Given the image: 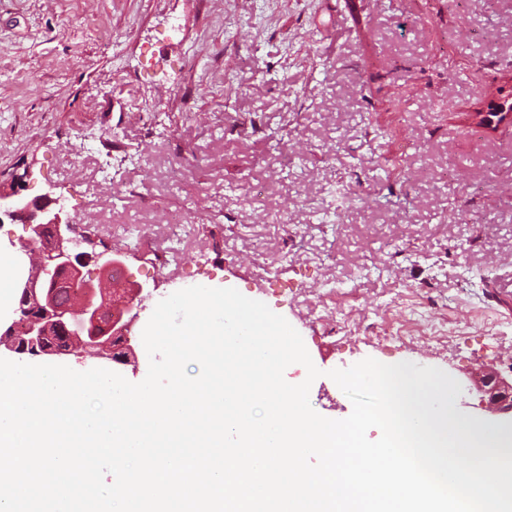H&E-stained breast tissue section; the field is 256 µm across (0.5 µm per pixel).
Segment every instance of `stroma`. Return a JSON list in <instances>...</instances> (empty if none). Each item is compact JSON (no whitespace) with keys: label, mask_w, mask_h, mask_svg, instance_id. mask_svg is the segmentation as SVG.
Listing matches in <instances>:
<instances>
[{"label":"stroma","mask_w":512,"mask_h":512,"mask_svg":"<svg viewBox=\"0 0 512 512\" xmlns=\"http://www.w3.org/2000/svg\"><path fill=\"white\" fill-rule=\"evenodd\" d=\"M499 104L512 0H0V182L58 185L140 316L202 283L265 303L329 419L366 358L512 375V127L470 119ZM171 210L196 248L163 268Z\"/></svg>","instance_id":"obj_1"}]
</instances>
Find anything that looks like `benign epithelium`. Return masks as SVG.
Instances as JSON below:
<instances>
[{
    "mask_svg": "<svg viewBox=\"0 0 512 512\" xmlns=\"http://www.w3.org/2000/svg\"><path fill=\"white\" fill-rule=\"evenodd\" d=\"M59 201L48 194L28 200L19 188L0 184V216L31 228L30 238L21 244L31 263L20 289L17 312L21 322L0 333V346L11 353L56 358L80 348L92 357L123 364L132 353L124 338L138 318L134 302L143 286L128 288L114 277L123 262L112 245L90 234L73 236L74 220ZM88 262L99 265L96 283L83 278L82 267ZM61 289L70 294V303L64 307L55 299ZM73 322L85 325L86 332L63 348L46 344L48 337ZM469 394L475 409L512 415V382L496 374L474 378Z\"/></svg>",
    "mask_w": 512,
    "mask_h": 512,
    "instance_id": "benign-epithelium-1",
    "label": "benign epithelium"
}]
</instances>
